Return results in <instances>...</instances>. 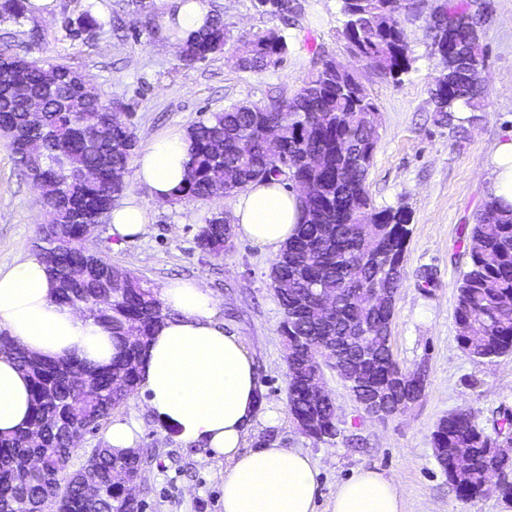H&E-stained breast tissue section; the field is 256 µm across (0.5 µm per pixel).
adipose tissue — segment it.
I'll list each match as a JSON object with an SVG mask.
<instances>
[{"label":"adipose tissue","mask_w":512,"mask_h":512,"mask_svg":"<svg viewBox=\"0 0 512 512\" xmlns=\"http://www.w3.org/2000/svg\"><path fill=\"white\" fill-rule=\"evenodd\" d=\"M164 29H176L175 45L200 32L210 15L207 0H165ZM187 136L156 139L134 161V178L158 202L182 185L189 156ZM493 195L512 205V131L490 152ZM297 193L280 182H255L238 197L233 233L263 250L279 252L301 221ZM112 234L127 241L150 216L127 198L108 214ZM55 284L37 255L0 268V331L29 353L47 360L71 355L96 365L115 352L109 329L54 299ZM170 315L148 340L139 365V390L150 411L188 443L223 455L224 512H315L317 472L300 451L273 443L245 448L244 437L261 406L253 360L242 342L217 319L218 302L203 283L181 280L164 286ZM30 383L14 360L0 356V435L26 427L31 415ZM331 512H403V490L393 479L363 469L342 481Z\"/></svg>","instance_id":"1"}]
</instances>
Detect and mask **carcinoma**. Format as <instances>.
Here are the masks:
<instances>
[{
  "label": "carcinoma",
  "mask_w": 512,
  "mask_h": 512,
  "mask_svg": "<svg viewBox=\"0 0 512 512\" xmlns=\"http://www.w3.org/2000/svg\"><path fill=\"white\" fill-rule=\"evenodd\" d=\"M26 0H0V22L26 18ZM403 0H342V37L347 48L385 76L397 78L412 68L401 39ZM271 13L295 12L294 0H259ZM437 17L429 20L432 45L449 33L459 46L457 58L437 56L430 96L439 121L479 109L482 86L468 71L484 65L479 27L483 16L468 0H443ZM74 32L92 34L101 28L91 10H84ZM228 30L211 16L202 33L187 40L182 61L190 66L224 50ZM238 66L264 72L284 61L286 39L273 32L240 41ZM24 58L20 80L47 96L38 119L29 116L22 94H7L0 70V113L14 133L6 136L18 168L39 189L49 215L37 225L35 248L52 255L48 272L57 302L74 307L112 330L116 353L105 366L91 365L73 355L45 361L28 354L0 333V354H7L30 377L33 409L27 431L0 436V512H143L144 502L122 497L126 484L142 471L146 456L140 448H92L85 463L71 469L78 452L75 442L112 414L138 387V362L154 328L169 315L157 292L141 277L117 266L85 245V226L101 223L126 183L80 180L100 167L125 177L135 147L131 128L112 120L109 103L67 63L38 61L10 40L0 41V60ZM280 142L275 159L268 141ZM379 141L378 108L356 75L334 71L328 58L317 55L314 69L290 98L270 95L267 102H239L213 112L189 130L190 167L175 201L208 199L218 189L231 196L256 180L283 181L281 166L291 170L290 182H309L315 191L301 203V224L276 257L271 283L288 281L277 293L288 345V408L306 424V436L328 442L336 437V407L308 384V371L322 367L323 357L341 351L367 374L369 387L388 394L398 363L383 351L367 368L361 353L373 345L379 325L392 321L393 308L375 310L368 288L391 268H402L411 234L407 208L378 209L366 180ZM230 221L217 213L205 220L197 246L215 257L224 255ZM466 270L458 284L455 321L458 342L469 356L491 359L512 352V206L491 197L470 233ZM94 259L95 268L124 282L107 289V281L88 275L72 281L70 272ZM338 296L328 315L317 297ZM336 337L340 349L330 345ZM494 433L479 427L470 413L458 411L442 419L433 433L435 456L448 482L465 499L482 495L493 465L512 471V410L496 412ZM468 453L470 466L457 465L458 452Z\"/></svg>",
  "instance_id": "obj_1"
}]
</instances>
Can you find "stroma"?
<instances>
[{"instance_id":"35a3bbf8","label":"stroma","mask_w":512,"mask_h":512,"mask_svg":"<svg viewBox=\"0 0 512 512\" xmlns=\"http://www.w3.org/2000/svg\"><path fill=\"white\" fill-rule=\"evenodd\" d=\"M294 17L266 14L257 0H209L232 38L223 52L191 66L180 47L167 42L157 0L144 9L126 0H57L51 18L28 17L44 35L32 57L75 64L104 99L124 105L125 122L137 148L157 137L186 131L202 117L240 101L263 102L270 92L293 96L313 69L316 50H325L352 70L376 103L380 139L367 177L377 208L406 207L411 235L392 320V349L403 370H421L425 391L407 413L378 421L361 411L334 370L325 384L336 405L338 434L329 443L301 434L288 410L285 351L280 333L283 310L269 278L273 253L250 241L231 239L223 256L198 248L195 236L205 218L232 217L236 197L158 203L149 190L127 178L126 196L150 214L140 235L114 246L110 224L98 225L90 243L114 266L132 271L162 289L174 279L194 278L217 298L226 328L252 354L262 392L246 447L264 435L309 455L319 483L315 512H330L337 484L362 469H376L402 485L404 512H512L497 491L461 499L441 469L432 434L448 414L464 410L492 431L496 410L512 408V354L477 360L458 344L457 286L466 268L468 232L490 194L488 158L493 144L512 131V0H487L490 13L479 29L486 50L485 93L477 120L439 124L430 87L436 73L428 30L432 4L402 20L412 69L392 79L349 52L341 35V0H295ZM91 9L102 26L90 36L73 35L66 20ZM273 31L285 37L283 63L261 73L240 70L234 43ZM46 209L38 191L16 168L0 139V267L34 250ZM432 270L437 285L424 293L420 275ZM274 412L267 421L266 412ZM135 422L139 447L151 457L136 493L145 512H224V459L200 445H188L149 410L141 393L116 407L109 420L83 438V448L108 443L113 423Z\"/></svg>"}]
</instances>
